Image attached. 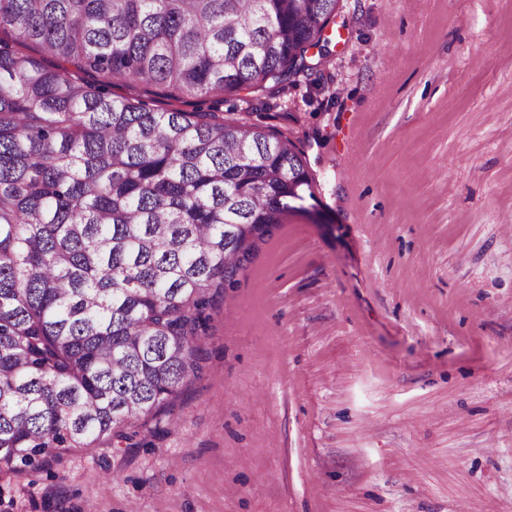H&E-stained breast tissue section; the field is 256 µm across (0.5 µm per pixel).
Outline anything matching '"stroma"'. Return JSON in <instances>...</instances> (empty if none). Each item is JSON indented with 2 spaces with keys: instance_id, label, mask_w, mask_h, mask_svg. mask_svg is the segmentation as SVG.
Returning <instances> with one entry per match:
<instances>
[{
  "instance_id": "35a3bbf8",
  "label": "stroma",
  "mask_w": 512,
  "mask_h": 512,
  "mask_svg": "<svg viewBox=\"0 0 512 512\" xmlns=\"http://www.w3.org/2000/svg\"><path fill=\"white\" fill-rule=\"evenodd\" d=\"M325 62L225 118L315 179L134 443L0 512H512V0H340Z\"/></svg>"
}]
</instances>
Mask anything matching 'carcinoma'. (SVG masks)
I'll list each match as a JSON object with an SVG mask.
<instances>
[{
	"label": "carcinoma",
	"instance_id": "1",
	"mask_svg": "<svg viewBox=\"0 0 512 512\" xmlns=\"http://www.w3.org/2000/svg\"><path fill=\"white\" fill-rule=\"evenodd\" d=\"M338 5L0 0V472L130 442L172 408L203 370L209 310L313 196L288 139L112 80L274 98ZM154 93L148 94L146 87L141 84H136L128 81L114 80V86L112 87L113 93L125 96V97H136L141 96L147 100H150V104L155 109H170L178 108L186 112H193L198 107L197 99L185 98L177 101L172 98H168L164 95L163 91L155 88H150Z\"/></svg>",
	"mask_w": 512,
	"mask_h": 512
}]
</instances>
